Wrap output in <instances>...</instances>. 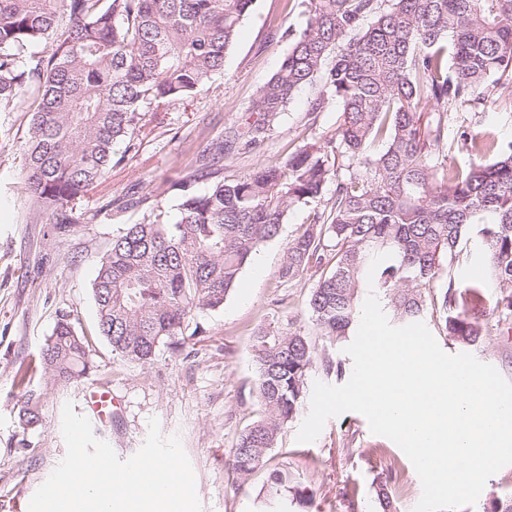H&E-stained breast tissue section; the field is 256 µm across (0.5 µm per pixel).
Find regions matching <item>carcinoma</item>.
I'll return each instance as SVG.
<instances>
[{
	"label": "carcinoma",
	"instance_id": "cac0c4a2",
	"mask_svg": "<svg viewBox=\"0 0 512 512\" xmlns=\"http://www.w3.org/2000/svg\"><path fill=\"white\" fill-rule=\"evenodd\" d=\"M255 0H0V112L32 90L22 168L29 207L57 243L90 217L82 199L112 167L147 109L189 97L224 69ZM512 79V0H310L306 27L252 104L258 119L218 151L263 142L298 90L318 80L320 112L336 103L330 145L306 141L281 163L236 178L204 166L208 191L178 184L179 220L127 224L94 282L98 333L125 360L148 363L164 346L196 344L193 312L219 307L288 212L309 224L286 245L282 283L321 272L307 319L335 344L357 321L372 260L389 253L373 289L392 319L426 316L463 348L486 336V306L512 316V142L457 133L453 112L489 100ZM457 145L463 164L445 153ZM334 186L327 192L328 186ZM487 259L498 291L453 277L464 255ZM259 416L239 435L232 468L247 481L269 461L281 430L302 411L311 371L343 365L302 330L252 333ZM90 343L63 313L38 366L66 384L90 369ZM16 373L20 418L42 421L39 398Z\"/></svg>",
	"mask_w": 512,
	"mask_h": 512
}]
</instances>
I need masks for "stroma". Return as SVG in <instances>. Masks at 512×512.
I'll use <instances>...</instances> for the list:
<instances>
[{"label": "stroma", "instance_id": "obj_1", "mask_svg": "<svg viewBox=\"0 0 512 512\" xmlns=\"http://www.w3.org/2000/svg\"><path fill=\"white\" fill-rule=\"evenodd\" d=\"M308 19L309 0H256L223 70L190 98L151 106L135 138L117 145L105 179L83 199L93 221L58 245L46 243L45 226L29 213L21 185L33 94L24 92L14 111L0 112V512H28L32 495L64 458L67 403L123 460L145 442L150 419H157L162 437L180 436L201 512H382L376 495L382 482L396 512H413L422 495L413 465L354 412L329 419L311 443L297 442L300 421L281 431L270 462L288 466L309 496L305 507H297L292 493H271L266 470L243 484L230 466L238 435L257 418L252 330L291 319L308 324L306 300L318 273L292 285L278 278L286 244L306 223L307 209L289 211L280 236L260 247L222 306L194 314L193 324L206 336L191 354L163 348L150 363L128 362L96 335L92 287L99 261L123 225L150 214L144 205L121 208V201L153 196L163 205L164 221L175 223L178 183L198 169L204 146L218 145L229 129L254 121L253 101ZM320 92V83L307 84L263 143L237 145L217 156L216 167L234 177L286 159L303 140L328 144L340 112L331 105L309 114ZM458 122L512 142V83L497 87L487 105L460 112ZM62 313L70 314L78 333L94 337L93 366L68 384L30 373L27 388L41 399L43 421L29 428L20 422L15 372L37 359ZM485 323L487 335L474 355L512 381V335L497 312H488ZM92 390L111 392L106 414L88 408Z\"/></svg>", "mask_w": 512, "mask_h": 512}]
</instances>
